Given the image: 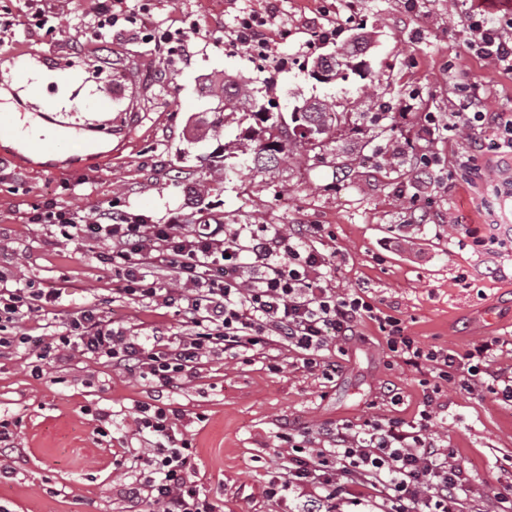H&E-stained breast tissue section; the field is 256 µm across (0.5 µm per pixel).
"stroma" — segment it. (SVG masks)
Segmentation results:
<instances>
[{
  "label": "stroma",
  "mask_w": 512,
  "mask_h": 512,
  "mask_svg": "<svg viewBox=\"0 0 512 512\" xmlns=\"http://www.w3.org/2000/svg\"><path fill=\"white\" fill-rule=\"evenodd\" d=\"M319 2L151 0L155 19L195 21L215 37L227 36L238 15L268 16L281 66L201 39L191 40L188 52L166 56L137 23L132 36L94 41L90 0H62L59 39L15 26L13 48L0 50V79L11 86L4 100L32 104L62 138L37 160L0 145V247L12 254L21 282L57 285L62 295L58 306L9 324L6 335L54 333L88 307L143 338L186 332L177 307L119 297L111 270L88 248L24 222L30 203L54 197L86 215L112 201L152 223L176 216L191 229L210 223L232 232L254 224L285 232L318 224L322 232L310 246L330 260L334 286L369 291L382 309L401 314L422 345L462 351L493 336L512 343V250L480 253L471 238L484 224L512 227V204L498 193L512 180V159L485 152L478 157L485 178L451 181L444 169L467 150L465 135L430 143L443 165L425 177L414 146L424 113L447 121L455 83L477 82L489 110L512 112V73L464 49L467 0H419L412 12L406 0H329L340 42L364 32L366 69L360 77L316 82L303 63L334 49L307 45L309 28L328 18L316 14ZM227 76L253 78L286 118L307 99L363 112L369 94L378 93L390 104L398 142L390 144L382 124L365 119L357 131L335 134L308 163L291 160L267 174L241 166L223 175L215 155L236 133L213 137L208 124L216 100L208 87ZM75 182L77 196L67 190ZM358 331L345 356L326 351L342 365L331 381L302 368L283 347L244 364L205 360L183 390L167 394L181 413L177 432L196 450L197 484L219 512H299L300 500L266 495L281 472L280 435L288 429L359 424L377 413L417 419L425 400L419 374L388 367L374 322L363 321ZM34 359L24 347L0 353V417L14 421L16 435V472L0 481V506L125 512L116 489L134 469L130 449L144 443L136 406L152 401L153 383L77 351L67 362L46 364L38 378ZM388 384L400 389L402 404L382 403L380 389ZM101 411L110 416L103 435L95 431ZM435 430L464 467L470 498L512 486V406L452 389Z\"/></svg>",
  "instance_id": "stroma-1"
}]
</instances>
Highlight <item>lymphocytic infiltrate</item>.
<instances>
[{
  "label": "lymphocytic infiltrate",
  "instance_id": "1",
  "mask_svg": "<svg viewBox=\"0 0 512 512\" xmlns=\"http://www.w3.org/2000/svg\"><path fill=\"white\" fill-rule=\"evenodd\" d=\"M464 27L467 51L512 73L511 13L475 8L466 14ZM480 100L478 83L458 86L456 110L449 113L445 128L452 133L466 130L473 142L489 140L512 154V115L484 111ZM25 221L55 228L69 241L91 237L101 242L95 257L122 275L121 295L161 306L182 303L184 323L191 329L179 338L143 340L84 310L56 336L43 339L34 376H42V361L67 360L77 348L129 376L152 380L163 392L180 388L216 353L247 362L277 344L294 350L303 368L326 375L338 366L326 360L324 350L352 340L367 319L377 324L393 358L422 375L427 400L418 420L374 416L315 437L306 431L285 435L284 473L270 481L267 495L302 498V512H337L350 488L362 486L379 491L383 512H463L464 470L453 449L441 444L434 432L436 411L451 388L512 403V369L500 364L504 340L488 337L462 352L422 346L407 334L403 319L381 309L372 296L332 286L329 259L305 244L320 233L317 224L287 235L254 230L244 243L240 232H225L220 224L194 230L175 221L152 224L147 216L112 204L86 218L52 199L33 203ZM281 253L287 254V263H277ZM246 255L257 273L250 282L235 272ZM164 276L183 284V292L163 290ZM14 280L11 269L0 268L1 324L43 311L60 297L58 289L17 288ZM179 417L178 410L163 402L138 406L137 430L151 442L138 456L140 477L121 485L117 494L130 506L146 503L155 512H216L195 482L190 441L175 432Z\"/></svg>",
  "mask_w": 512,
  "mask_h": 512
}]
</instances>
